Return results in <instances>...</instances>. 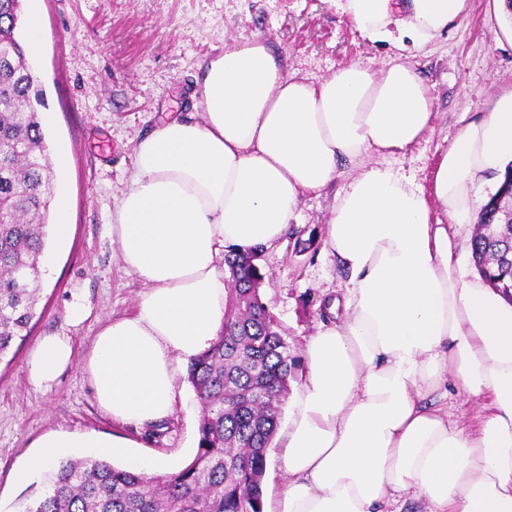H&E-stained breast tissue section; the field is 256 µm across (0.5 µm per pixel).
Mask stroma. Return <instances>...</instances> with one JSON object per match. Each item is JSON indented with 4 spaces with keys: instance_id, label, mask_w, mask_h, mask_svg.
Returning a JSON list of instances; mask_svg holds the SVG:
<instances>
[{
    "instance_id": "35a3bbf8",
    "label": "stroma",
    "mask_w": 512,
    "mask_h": 512,
    "mask_svg": "<svg viewBox=\"0 0 512 512\" xmlns=\"http://www.w3.org/2000/svg\"><path fill=\"white\" fill-rule=\"evenodd\" d=\"M23 12L41 17V51L31 63L55 115L44 137L72 228L67 244L48 239L42 316L12 362L0 365V512H25L46 492L48 473L23 486L13 475L49 435L113 431L134 441L135 455L180 466L196 454L201 408L192 385L164 424L136 429L113 425L78 368L39 389L28 361L38 340L56 333L69 336L75 357L83 358L107 318L135 311L142 284L124 268L108 226L137 142L166 113L191 111L202 63L225 44L253 37L265 39L287 70L315 79L355 62L378 69L399 54L364 39L330 0H24ZM408 56L431 88L432 128L405 154L382 162L428 193L458 129L512 90V15L498 14L494 0H472L460 24ZM331 208V195L305 194L298 222L257 261L262 300L298 358L330 320L332 300L345 293L346 274L324 249ZM75 301L88 309L77 325L69 319Z\"/></svg>"
}]
</instances>
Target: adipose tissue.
<instances>
[{
	"label": "adipose tissue",
	"mask_w": 512,
	"mask_h": 512,
	"mask_svg": "<svg viewBox=\"0 0 512 512\" xmlns=\"http://www.w3.org/2000/svg\"><path fill=\"white\" fill-rule=\"evenodd\" d=\"M373 43L421 48L467 17L469 0H333ZM434 100L415 67L339 66L316 81L285 72L267 41L225 46L202 68L192 112L138 142L110 232L144 285L133 315L107 319L83 360L69 337H43L29 377L87 374L114 423L154 426L180 394L179 364L224 326L229 248L269 246L302 196L333 186L344 163L395 154L431 128ZM512 161V90L444 151L432 195L386 165L335 194L328 252L347 276L345 317L306 344L307 381L281 432L287 480L264 512H381L400 496L428 512H512V302L467 276L461 257L484 205L477 189ZM441 208L445 220L432 216ZM446 384L475 406L450 424ZM79 446L130 458L122 435L50 437L14 475L25 484ZM148 474L159 459L130 458Z\"/></svg>",
	"instance_id": "adipose-tissue-1"
}]
</instances>
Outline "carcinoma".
Masks as SVG:
<instances>
[{
    "label": "carcinoma",
    "mask_w": 512,
    "mask_h": 512,
    "mask_svg": "<svg viewBox=\"0 0 512 512\" xmlns=\"http://www.w3.org/2000/svg\"><path fill=\"white\" fill-rule=\"evenodd\" d=\"M23 0H0V359L31 331L39 298L44 220L54 195L37 107L43 90L18 22ZM471 240L491 287L512 296V206L492 196ZM259 252L224 253L233 288L224 327L189 364L201 406L198 451L178 471L148 475L104 459L61 460L49 490L25 512H263L267 455L289 379L300 365L255 288Z\"/></svg>",
    "instance_id": "obj_1"
}]
</instances>
